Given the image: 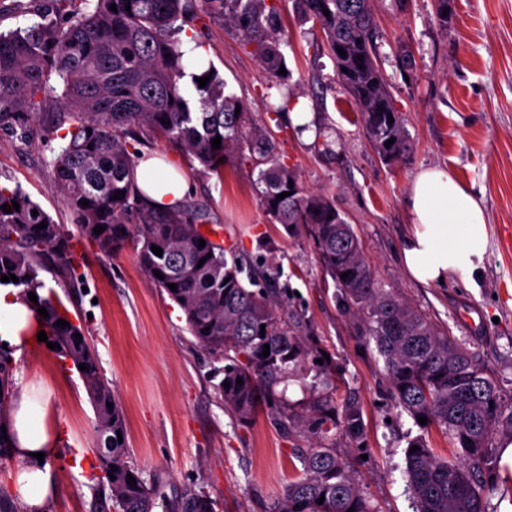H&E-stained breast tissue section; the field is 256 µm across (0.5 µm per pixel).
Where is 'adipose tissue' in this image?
Wrapping results in <instances>:
<instances>
[{
  "label": "adipose tissue",
  "instance_id": "adipose-tissue-1",
  "mask_svg": "<svg viewBox=\"0 0 512 512\" xmlns=\"http://www.w3.org/2000/svg\"><path fill=\"white\" fill-rule=\"evenodd\" d=\"M136 185L149 205L180 204L188 182L177 164L145 153L134 172ZM415 217L403 248L407 273L424 285L448 274L474 272L488 243L485 211L477 197L444 168H428L415 177L409 198ZM39 333V323L16 289L0 288V343L21 355ZM12 451L24 466L16 477L17 498L24 512H45L53 485L49 461L57 455L60 419L47 397L19 383L9 412Z\"/></svg>",
  "mask_w": 512,
  "mask_h": 512
}]
</instances>
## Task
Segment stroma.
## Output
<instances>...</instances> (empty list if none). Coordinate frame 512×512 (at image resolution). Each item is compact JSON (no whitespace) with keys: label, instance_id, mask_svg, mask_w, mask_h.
Here are the masks:
<instances>
[{"label":"stroma","instance_id":"1","mask_svg":"<svg viewBox=\"0 0 512 512\" xmlns=\"http://www.w3.org/2000/svg\"><path fill=\"white\" fill-rule=\"evenodd\" d=\"M288 35L283 51L289 86L305 102L324 138L302 140L290 113L266 111L268 78L249 46L223 22L209 23L202 47L229 89L266 125L283 162L302 186L332 199L357 233L376 278L448 328L494 378L512 403V0H452L453 19L441 26L432 0H374L383 70L410 141L406 160L384 163L360 116L334 79L319 26L302 21L294 0H273ZM417 64L413 78L399 66L401 50ZM147 150L176 160L191 183L186 204L207 211L220 245L280 267L276 286L284 310L303 314L317 329L335 381L355 392L366 425L364 451L349 459L382 512H412L403 450L424 435L450 455L438 429L421 430L394 408L387 374L360 319L334 298L318 251L306 235L270 223L247 163L222 175L200 171L174 143L155 139ZM59 152L42 124L27 139L0 131V183L21 187L54 220L74 229L53 174ZM442 167L477 195L487 216L488 244L478 275H449L423 286L403 269L401 250L413 220L408 196L416 174ZM84 288L61 287L45 272L46 289L65 303L95 351L126 420L129 460L168 500L186 491L209 493L223 512H269L299 468L293 448L307 435L288 437L270 413L240 425L213 390L218 361L196 346L180 308L140 271L132 248L106 257L95 244H77ZM25 382L44 388L60 416L58 456L51 463L53 494L46 512H112L101 483L93 405L70 360L44 345L13 360Z\"/></svg>","mask_w":512,"mask_h":512}]
</instances>
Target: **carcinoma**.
<instances>
[{"label": "carcinoma", "instance_id": "obj_1", "mask_svg": "<svg viewBox=\"0 0 512 512\" xmlns=\"http://www.w3.org/2000/svg\"><path fill=\"white\" fill-rule=\"evenodd\" d=\"M90 1L92 8L83 10ZM41 2L39 20L0 31V127L22 133L41 111L56 110L46 134L60 140L54 175L77 233L55 223L19 187L0 186V276L18 278L0 281V286L18 288L24 298L34 293L33 309L48 312L41 319L48 341L61 347L59 353L73 367L86 364L87 370L78 375L95 408L99 439L110 447L98 457L113 512H153L159 491L128 461L122 409L83 328L71 322L58 298L40 293L43 271L79 285L74 278L79 239L96 243L107 257L133 247L148 281L183 312L196 345L227 361L215 392L236 421H251L265 404L288 436L303 430L310 434V445L292 449L301 470L288 482L273 512H347L351 507L354 512H378L347 454L336 447L338 439L348 450L363 445L360 403L350 393L340 394V386L325 378L327 364L312 358L313 326L298 313L282 316L273 289H253L259 278L276 281L279 268H266L246 254L227 253L205 238L198 228L206 218L202 209H153L142 203L134 181L137 145L154 137L180 146L207 173L220 176L225 165L237 162L258 170L256 186L264 212L286 232L304 231L314 241L342 306L357 311L365 337L375 342L384 359L396 406L415 421L426 417L421 429L435 427L451 439V459L438 455L421 435L407 441L405 475L416 512H486L484 493L500 480L492 441L512 437V405L501 399L495 380L444 327L377 281L356 232L333 200L302 187L247 104L227 89L219 72H211L213 66L186 72L189 61L179 39L184 26L221 20L252 47L269 74V87L285 89L282 103L270 110L288 111L293 93L287 88L289 75L279 73L286 65L281 50L285 33L276 8L268 0ZM296 2L299 17L322 29L338 83L354 103L378 155L388 164L404 160L409 137L377 63L371 0ZM339 47L346 56H340ZM187 76L198 93L193 102L182 87ZM204 76L210 80L201 88L196 79ZM163 118L170 124L161 123ZM217 136L221 147L214 149L211 140ZM391 138L394 143L385 147ZM119 191L124 197L113 199ZM283 192L289 196L277 199ZM84 200L88 205H82ZM5 206L11 212H4ZM33 210L38 215H31ZM132 216L137 223H129ZM42 222L46 228H37ZM97 225L105 227L100 234L94 233ZM154 245L163 250L162 256L152 252ZM156 270L164 279L154 275ZM170 283L177 291L168 287ZM59 319L69 326L55 325ZM77 334L82 340H76ZM312 370L315 378L323 379L325 390L302 411L276 399L277 385ZM239 378L241 385L236 383ZM225 381L230 387L223 386ZM11 388L12 357L1 351L0 411L8 404ZM415 445L418 450L409 452ZM110 474L115 479H109ZM130 475L133 485L128 484ZM219 509V500L195 491L182 494L177 505V512Z\"/></svg>", "mask_w": 512, "mask_h": 512}]
</instances>
